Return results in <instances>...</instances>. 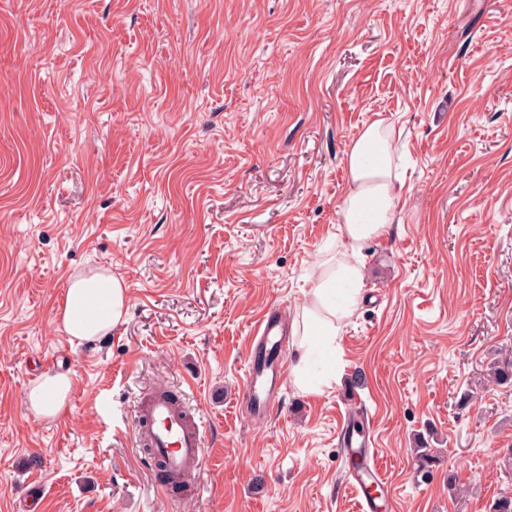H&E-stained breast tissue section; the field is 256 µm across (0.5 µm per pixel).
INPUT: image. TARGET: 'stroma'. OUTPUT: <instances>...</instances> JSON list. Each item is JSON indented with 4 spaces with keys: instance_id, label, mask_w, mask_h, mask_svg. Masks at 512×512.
I'll list each match as a JSON object with an SVG mask.
<instances>
[{
    "instance_id": "obj_1",
    "label": "stroma",
    "mask_w": 512,
    "mask_h": 512,
    "mask_svg": "<svg viewBox=\"0 0 512 512\" xmlns=\"http://www.w3.org/2000/svg\"><path fill=\"white\" fill-rule=\"evenodd\" d=\"M0 512H358L364 417L385 512L512 489V0H0ZM392 127L400 222L363 250L337 382L246 416L261 314H302L345 155ZM125 280L105 338L55 321L73 275ZM69 373L65 411L27 397ZM192 389L200 475L163 490L135 404ZM440 448L416 474L417 434Z\"/></svg>"
}]
</instances>
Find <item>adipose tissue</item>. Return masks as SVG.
Segmentation results:
<instances>
[{
    "label": "adipose tissue",
    "mask_w": 512,
    "mask_h": 512,
    "mask_svg": "<svg viewBox=\"0 0 512 512\" xmlns=\"http://www.w3.org/2000/svg\"><path fill=\"white\" fill-rule=\"evenodd\" d=\"M345 165L347 190L339 206L341 222L336 236L347 255L321 261L319 274L310 281L301 338L293 351L292 373L301 387L313 386L316 381L308 371L312 352L335 363L341 323L352 314L366 286L363 246L391 232L403 190L382 121L361 129L345 155ZM128 303L129 289L122 279L103 273L79 276L67 289L55 320L73 338L94 341L122 321ZM71 385L67 374L44 375L29 393L31 408L41 418L58 417L66 408Z\"/></svg>",
    "instance_id": "1"
}]
</instances>
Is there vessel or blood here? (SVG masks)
Listing matches in <instances>:
<instances>
[{
	"label": "vessel or blood",
	"instance_id": "b4317fda",
	"mask_svg": "<svg viewBox=\"0 0 512 512\" xmlns=\"http://www.w3.org/2000/svg\"><path fill=\"white\" fill-rule=\"evenodd\" d=\"M285 335L284 324L272 313L262 315L256 324L250 339L251 362L241 389L243 408L249 414L266 415L279 405L284 363L269 361L268 356L272 350L283 349ZM186 412V405L160 391L137 406L138 421L153 448V461L185 483L200 471L203 461V433L199 425L186 424ZM347 487L357 499L359 512H377L378 497L389 491L390 482L376 463L369 471L355 470Z\"/></svg>",
	"mask_w": 512,
	"mask_h": 512
}]
</instances>
